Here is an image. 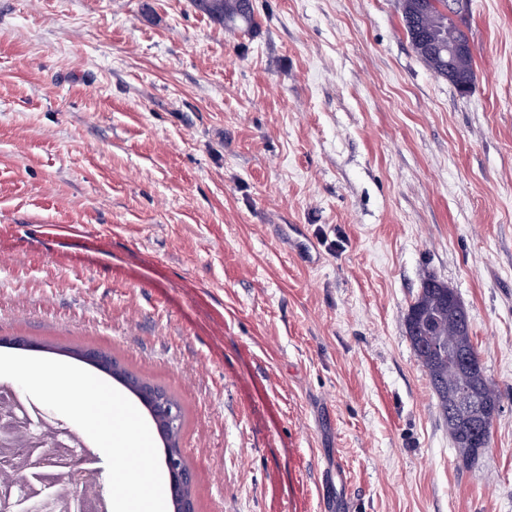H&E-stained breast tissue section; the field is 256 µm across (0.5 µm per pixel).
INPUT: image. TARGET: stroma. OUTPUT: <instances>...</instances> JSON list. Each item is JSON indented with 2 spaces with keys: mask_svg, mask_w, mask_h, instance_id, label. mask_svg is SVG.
<instances>
[{
  "mask_svg": "<svg viewBox=\"0 0 512 512\" xmlns=\"http://www.w3.org/2000/svg\"><path fill=\"white\" fill-rule=\"evenodd\" d=\"M254 8L0 0V339L172 393L196 512H512V0H448L466 95L400 0ZM428 275L501 393L468 463L405 333ZM253 0H191L195 9L206 13L224 30L249 32L257 26Z\"/></svg>",
  "mask_w": 512,
  "mask_h": 512,
  "instance_id": "obj_1",
  "label": "stroma"
}]
</instances>
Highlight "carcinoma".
<instances>
[{
    "mask_svg": "<svg viewBox=\"0 0 512 512\" xmlns=\"http://www.w3.org/2000/svg\"><path fill=\"white\" fill-rule=\"evenodd\" d=\"M224 30L249 32L257 26L253 0H191ZM447 0H401L404 28L415 51L436 74L444 75L439 57L430 48H419L415 35L430 42L439 38L466 39L457 25L448 22ZM462 303L455 289L433 276L421 285L405 317V332L412 349L427 372L437 396L448 435L465 459L490 447L494 420L501 410V395L486 375L475 348L470 328L462 323L463 313L454 309ZM467 406L472 420L483 433L481 450L459 434L457 414Z\"/></svg>",
    "mask_w": 512,
    "mask_h": 512,
    "instance_id": "obj_1",
    "label": "carcinoma"
}]
</instances>
